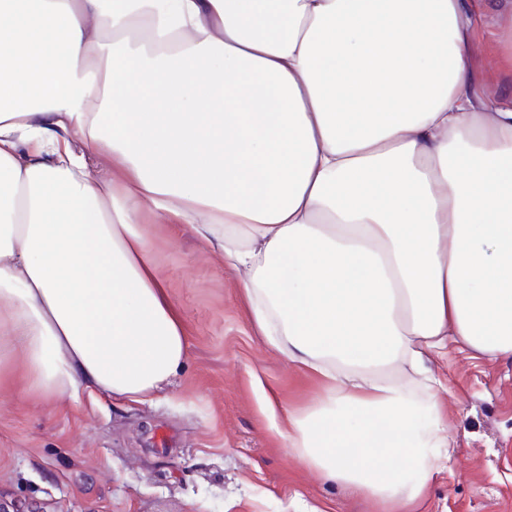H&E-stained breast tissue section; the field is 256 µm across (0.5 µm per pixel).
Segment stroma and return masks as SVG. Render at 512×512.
I'll return each mask as SVG.
<instances>
[{"instance_id": "stroma-1", "label": "stroma", "mask_w": 512, "mask_h": 512, "mask_svg": "<svg viewBox=\"0 0 512 512\" xmlns=\"http://www.w3.org/2000/svg\"><path fill=\"white\" fill-rule=\"evenodd\" d=\"M467 35L471 94L512 108L500 15L484 0ZM188 337L171 383L139 402L81 394L33 400L0 390V504L25 512H378L305 468L277 435L320 383L261 336L237 275L187 225L144 224ZM432 369L448 383L453 443L421 512H512V361L449 349Z\"/></svg>"}]
</instances>
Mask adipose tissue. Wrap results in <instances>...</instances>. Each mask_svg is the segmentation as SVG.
Returning <instances> with one entry per match:
<instances>
[{
    "label": "adipose tissue",
    "mask_w": 512,
    "mask_h": 512,
    "mask_svg": "<svg viewBox=\"0 0 512 512\" xmlns=\"http://www.w3.org/2000/svg\"><path fill=\"white\" fill-rule=\"evenodd\" d=\"M468 0H0V375L140 401L182 318L141 228L242 272L321 382L288 453L383 512L451 455L430 362L512 357V109ZM481 21L474 20L467 31L472 50L473 72L471 94L480 101L489 91L497 95L501 108H512V66L507 64V48L502 33L507 17L499 16L512 10V0H484Z\"/></svg>",
    "instance_id": "adipose-tissue-1"
}]
</instances>
